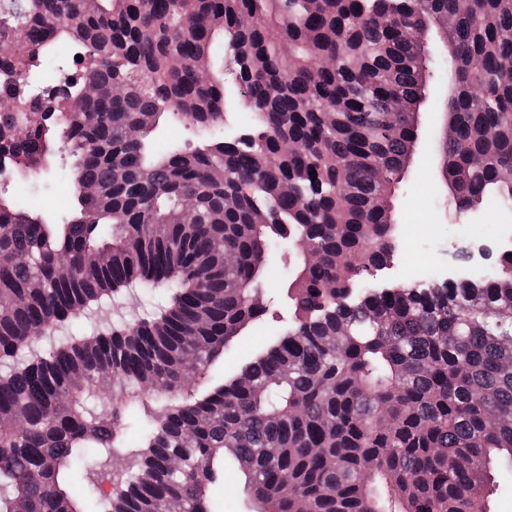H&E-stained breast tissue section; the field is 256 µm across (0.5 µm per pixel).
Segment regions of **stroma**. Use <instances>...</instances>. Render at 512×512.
Listing matches in <instances>:
<instances>
[{
    "label": "stroma",
    "instance_id": "obj_1",
    "mask_svg": "<svg viewBox=\"0 0 512 512\" xmlns=\"http://www.w3.org/2000/svg\"><path fill=\"white\" fill-rule=\"evenodd\" d=\"M50 175L31 176L28 170H16L10 180H0V196L22 200L33 212L56 220L69 218L76 209L77 194L71 181L58 177V170L70 167L65 151H58ZM394 222L398 230L394 268L397 273L412 271L414 279L434 275L451 267L468 266L469 254L483 250L482 267L497 265L502 251L497 246L502 224L495 213L456 214L448 207V192L435 165V144L420 139L412 166L393 198ZM459 224L473 225L470 234L456 233ZM288 268L273 258L263 293L266 314L230 347L217 369L234 371L261 348L272 329L288 319ZM245 476L233 464H225L224 474L208 489L212 512H253L245 492Z\"/></svg>",
    "mask_w": 512,
    "mask_h": 512
}]
</instances>
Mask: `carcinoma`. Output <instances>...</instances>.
Masks as SVG:
<instances>
[{
  "instance_id": "carcinoma-1",
  "label": "carcinoma",
  "mask_w": 512,
  "mask_h": 512,
  "mask_svg": "<svg viewBox=\"0 0 512 512\" xmlns=\"http://www.w3.org/2000/svg\"><path fill=\"white\" fill-rule=\"evenodd\" d=\"M64 36L94 67L36 97L24 74ZM0 38L20 48L0 54V153L38 173L62 148L91 190L62 223L0 197V512H209L226 462L264 512H487L490 465L512 469V256L456 282L371 278L395 251L384 184L415 147L424 52L455 74L452 196L512 208V0H0ZM232 103L253 128L235 147ZM164 116L205 144L158 149ZM281 240L288 322L218 376ZM127 288L167 305L84 333ZM127 455L84 510L71 473Z\"/></svg>"
}]
</instances>
